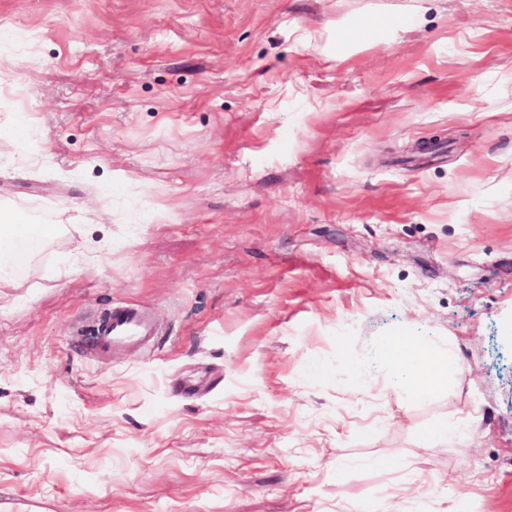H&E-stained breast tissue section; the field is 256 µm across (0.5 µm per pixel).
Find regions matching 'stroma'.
I'll return each mask as SVG.
<instances>
[{
  "label": "stroma",
  "mask_w": 512,
  "mask_h": 512,
  "mask_svg": "<svg viewBox=\"0 0 512 512\" xmlns=\"http://www.w3.org/2000/svg\"><path fill=\"white\" fill-rule=\"evenodd\" d=\"M0 30V210L58 227L0 305V512H512V0H0ZM121 304L147 344H99ZM401 337L463 373L413 396Z\"/></svg>",
  "instance_id": "stroma-1"
}]
</instances>
